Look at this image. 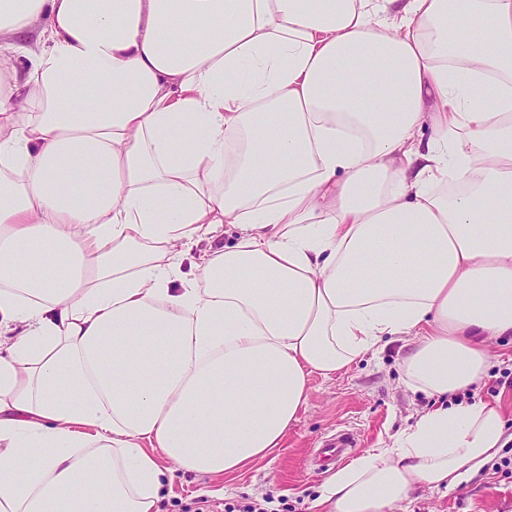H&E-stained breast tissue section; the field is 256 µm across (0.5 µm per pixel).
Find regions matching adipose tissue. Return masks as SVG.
Returning a JSON list of instances; mask_svg holds the SVG:
<instances>
[{
    "label": "adipose tissue",
    "mask_w": 512,
    "mask_h": 512,
    "mask_svg": "<svg viewBox=\"0 0 512 512\" xmlns=\"http://www.w3.org/2000/svg\"><path fill=\"white\" fill-rule=\"evenodd\" d=\"M508 336L512 0H0V512H159L403 338L439 406L313 502L391 512L505 447L447 398Z\"/></svg>",
    "instance_id": "ef3b65f1"
}]
</instances>
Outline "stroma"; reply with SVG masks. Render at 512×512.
I'll return each instance as SVG.
<instances>
[{"instance_id": "obj_1", "label": "stroma", "mask_w": 512, "mask_h": 512, "mask_svg": "<svg viewBox=\"0 0 512 512\" xmlns=\"http://www.w3.org/2000/svg\"><path fill=\"white\" fill-rule=\"evenodd\" d=\"M403 342L386 344L335 376L310 375V395L274 458L222 477L187 474L165 483L162 512H247L266 503L268 512H312L311 504L330 467L319 461L323 436L350 429L358 453L381 447L390 435L409 426L415 414L437 407L436 399L407 387L400 368ZM485 384L475 400L498 405L512 434V388L497 386L503 367L512 364V339L489 349ZM394 512H512V479L484 466L453 489L420 487Z\"/></svg>"}]
</instances>
